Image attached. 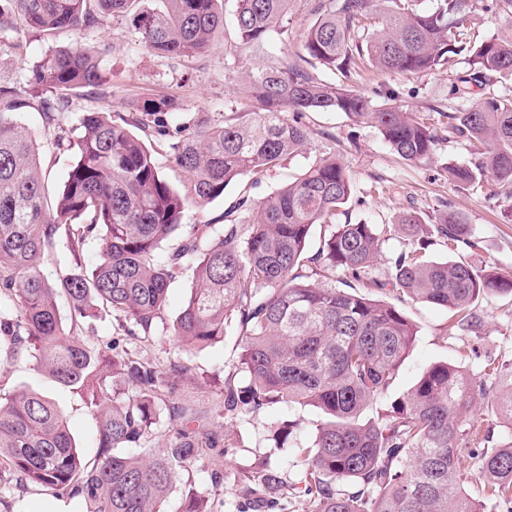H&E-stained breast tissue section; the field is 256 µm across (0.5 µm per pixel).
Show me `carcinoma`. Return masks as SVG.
<instances>
[{"label": "carcinoma", "mask_w": 512, "mask_h": 512, "mask_svg": "<svg viewBox=\"0 0 512 512\" xmlns=\"http://www.w3.org/2000/svg\"><path fill=\"white\" fill-rule=\"evenodd\" d=\"M135 2L0 0V33L19 21L42 35L82 30L131 12ZM162 2L164 9L133 18L135 34L157 55L202 53L224 26L223 0ZM413 2L322 0L297 58L246 74L255 111L202 120L169 144L174 164L188 176L183 192L167 181L130 123L85 112L74 140L57 139L75 151V161L49 207L34 136L17 114L31 108L53 124L66 106L63 93L106 82L104 53L82 45L53 51L26 69L24 98L0 83V362L33 358L59 385L77 391L99 423L98 451L88 459L50 398L26 389L0 397V465L20 486L82 495L91 512H168L180 471L214 449L232 464L237 448L217 430L192 426L184 408L162 406L164 391L189 378L190 365L172 361L162 371L123 342H149L165 331L203 349L233 333L240 352L224 374L223 418L255 417L279 403L324 416L306 441L296 421L273 425L277 447L292 457L294 479L271 465L237 468L236 512H282L290 498L307 512H493L512 502V440L477 455L482 493L466 487L460 457L474 435L469 407L476 381L462 367L430 365L380 419H362L391 388L416 332L396 305L335 285L341 271L365 288L398 290L452 312L456 331L479 335L476 302L488 293L512 294V273L426 257L437 241L455 250L475 246L461 213L444 211L428 223L415 211L402 212L392 230L407 241L388 258L384 281L373 275L385 242L379 225L336 223L353 180L334 156L259 203L241 198L222 224L183 223L189 204L203 207L230 182L264 176L302 151L310 139L301 122L306 112H343L377 129L401 158L431 159L441 140L435 124L393 105L383 91L374 101L348 84L367 68L408 75L464 65L451 93L480 95L448 113L445 132L467 141L471 158L448 173L460 187L487 177L511 187L512 91H500L498 83L512 78V31L478 44L467 36L479 15L512 20V0H432L421 11ZM290 3L236 0L239 41L260 47L287 32ZM179 109L173 97L146 98L135 123L167 136L166 117ZM317 226L323 239L310 254ZM178 231L177 246L160 254ZM91 240L100 243L101 259L88 267L83 251ZM61 242L69 271L51 281L41 260ZM186 271L189 295L169 324L168 290ZM60 296L69 302L66 319ZM103 312L118 317L124 336L101 347L79 330ZM164 409L170 429L155 447ZM487 412L512 425V396L490 398ZM182 512H215V506L190 490Z\"/></svg>", "instance_id": "obj_1"}]
</instances>
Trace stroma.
Here are the masks:
<instances>
[{
  "label": "stroma",
  "instance_id": "1",
  "mask_svg": "<svg viewBox=\"0 0 512 512\" xmlns=\"http://www.w3.org/2000/svg\"><path fill=\"white\" fill-rule=\"evenodd\" d=\"M319 0H292L288 12V32L273 35L260 50H245L236 40L233 11L235 0H224V28L208 50L194 57L158 56L153 54L132 31L128 16H107L101 24L81 31L69 28L35 37L20 28L0 35V82L25 91V69L60 47L87 44L106 48L109 81L98 88H86L71 94L58 124L45 125L39 112L22 111L21 121L36 136L42 165L46 171L48 195H55L72 164L75 154L56 149L57 136L75 137L82 113L101 111L113 120L128 118L139 101L147 97L173 96L181 103L180 111L167 118L170 132L188 128L193 121L224 112H250L253 99L241 86L244 70L264 65L281 64L295 56L301 36L315 21ZM453 76L441 70L418 75L399 76L368 71L354 80L356 90L372 95L374 90H394L395 105L430 116L439 127L445 126L447 110L457 108L459 99L449 96ZM304 124L311 132L302 154L289 157L276 170L257 183L235 181L222 197L204 207L189 206L185 221L189 224H220L224 213L242 195L259 201L282 184L300 174L319 157L333 153L345 164L354 180L352 196L345 207L352 221L387 224L399 212L415 209L423 215H434L443 207L464 213L477 241L476 248L463 250V257L486 270L512 271V222L502 216L508 203L493 180L460 188L449 180L446 168L469 161L467 143L460 139L440 141L432 159L411 162L402 159L383 141L375 128L353 121L342 112H308ZM401 307L415 325L417 335L403 362L398 378L388 393L380 397L363 416L378 418L393 400L407 391L432 363L448 361L464 367L470 375L483 381L487 393L476 396L472 416L490 433L491 444H498L503 434L501 422L486 415V396H503L512 392V372L508 375L488 374L487 365H507L512 369V295H486L479 299L483 318L480 335H461L453 327L449 311L432 305L403 299ZM236 336L203 350L177 347L168 336L149 342H136L133 353L156 366L184 360L193 367L192 377L179 389L165 395V403L185 407L197 425L211 428L224 395L218 386L224 368L232 364L237 353ZM18 389L35 390L52 399L63 411L77 445L86 457L97 451L98 423L86 408L81 396L60 387L42 373L34 359L0 363V394ZM317 413L297 405L279 404L259 416L228 421L224 433L239 450L237 462L248 468L273 462L289 468L291 459L285 449L274 447L268 435L271 425L280 420H301L303 431L313 429ZM224 460L215 454L198 459L182 473L169 500L168 512H179L188 489L208 493L221 512H230L235 500L232 483L212 486V470L222 467ZM0 497L12 512H90L91 505L80 496L59 495L50 490L22 489L7 473L0 471Z\"/></svg>",
  "mask_w": 512,
  "mask_h": 512
}]
</instances>
